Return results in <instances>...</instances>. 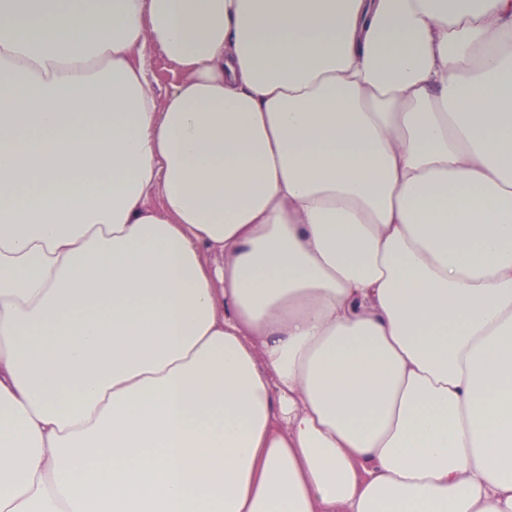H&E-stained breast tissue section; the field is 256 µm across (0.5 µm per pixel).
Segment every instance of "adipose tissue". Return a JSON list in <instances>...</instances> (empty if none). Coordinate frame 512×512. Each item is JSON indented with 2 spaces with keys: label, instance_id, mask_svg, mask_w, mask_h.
Masks as SVG:
<instances>
[{
  "label": "adipose tissue",
  "instance_id": "obj_1",
  "mask_svg": "<svg viewBox=\"0 0 512 512\" xmlns=\"http://www.w3.org/2000/svg\"><path fill=\"white\" fill-rule=\"evenodd\" d=\"M0 512H512V0H0ZM148 62L155 80V91L158 95H164L176 80L173 67L157 51H149Z\"/></svg>",
  "mask_w": 512,
  "mask_h": 512
}]
</instances>
